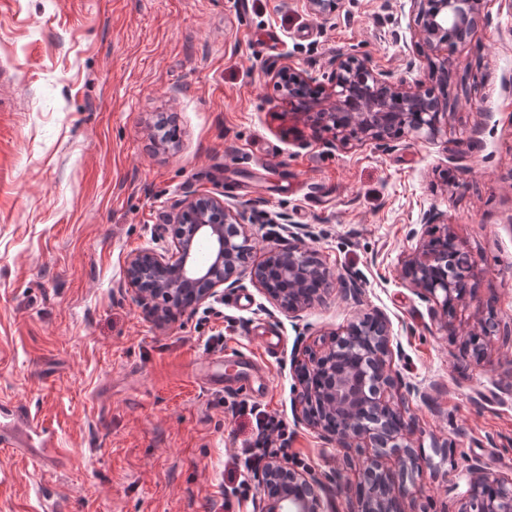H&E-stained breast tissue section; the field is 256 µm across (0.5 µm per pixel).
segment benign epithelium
<instances>
[{
    "label": "benign epithelium",
    "mask_w": 512,
    "mask_h": 512,
    "mask_svg": "<svg viewBox=\"0 0 512 512\" xmlns=\"http://www.w3.org/2000/svg\"><path fill=\"white\" fill-rule=\"evenodd\" d=\"M310 10L328 20L341 0H307ZM483 0H409L414 34L423 49L442 57L435 73L448 79V53L464 41L482 20ZM330 91L312 88L302 71L284 77L280 103L290 113L335 131L341 146L351 140L382 148L390 129L433 140L448 121V99L374 69L369 58L338 52L331 60ZM438 214L423 213L425 230H412L417 239L402 264V277L421 299L433 303L435 319L453 332L452 314L468 293L474 262L463 264V246ZM172 245L164 252L138 251L128 257L125 279L138 302L156 322L169 321L167 304L176 300L194 310L217 297L223 289L242 288L244 280L282 311L296 317L325 298L333 286L358 304L362 289L327 267L320 253L296 243L267 249L253 261L254 246L245 216L217 195L200 194L176 203L166 216ZM497 317L480 320L478 332H469L464 355L479 362L484 346L472 338L495 335ZM321 351H306L297 363L300 389L296 392L298 417L338 448H371L373 456L363 469L351 512H405L410 494L404 476L420 473L413 448L415 421L405 403L393 393L426 398L421 388L391 367L394 331L390 319L375 311L355 317L337 331ZM396 460L399 471L383 459ZM469 486L458 499V512H512V476L490 471L476 460L469 465ZM260 512H324L322 482L273 457L256 473Z\"/></svg>",
    "instance_id": "1"
}]
</instances>
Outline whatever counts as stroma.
<instances>
[{
	"instance_id": "obj_1",
	"label": "stroma",
	"mask_w": 512,
	"mask_h": 512,
	"mask_svg": "<svg viewBox=\"0 0 512 512\" xmlns=\"http://www.w3.org/2000/svg\"><path fill=\"white\" fill-rule=\"evenodd\" d=\"M483 14L448 57L447 127L382 151L288 118L277 75L330 86L346 50L432 87L438 59L404 0H343L327 23L306 0H0V405L46 421L68 457L47 472L0 448V512H258L253 405L286 422L288 463L322 480L330 512H348L370 451L343 456L297 418L292 363L373 308L393 323L395 369L427 393L409 405L437 474L429 512L455 508L472 460L512 475V0ZM169 112L174 148L148 150ZM197 194L244 211L258 260L306 228L362 303L335 291L291 317L250 285L225 290L220 315L159 326L126 260L170 247L163 213ZM429 210L476 262L452 333L401 276ZM491 312L500 335L464 359Z\"/></svg>"
}]
</instances>
